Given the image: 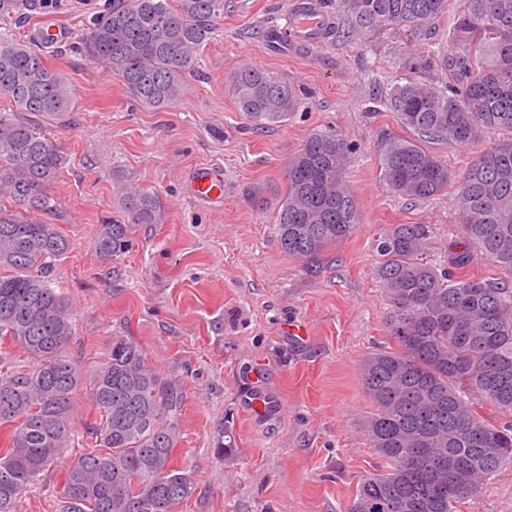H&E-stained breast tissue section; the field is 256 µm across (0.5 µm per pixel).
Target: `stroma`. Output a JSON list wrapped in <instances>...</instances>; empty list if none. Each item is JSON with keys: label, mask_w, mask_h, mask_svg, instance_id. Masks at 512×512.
<instances>
[{"label": "stroma", "mask_w": 512, "mask_h": 512, "mask_svg": "<svg viewBox=\"0 0 512 512\" xmlns=\"http://www.w3.org/2000/svg\"><path fill=\"white\" fill-rule=\"evenodd\" d=\"M291 3L224 0L197 72L160 111L138 106L119 78L78 49L84 28L112 0H40L14 26L28 43L46 21L71 33L43 50L75 100L67 120L51 127L68 155L50 188L55 222L70 240L55 280L72 313L65 352L88 375L123 336L176 385L173 465L192 477L195 492L174 512H347L362 479L383 466L362 428L373 407L361 368L383 348L391 311L373 276L372 242L387 224H428L441 257L458 236L452 194L411 203L386 189L380 154L403 129L379 97L408 77L401 56L440 40L467 0H453L441 26L410 42L389 33L341 37L348 20L338 14L322 46L269 50L263 33L283 23ZM243 64L295 89L303 106L253 129L226 82ZM316 132L357 148L346 177L360 224L310 264L284 252L274 218L288 163ZM209 165L224 171L218 206L186 190L190 173ZM126 184L157 193L164 216L142 225L125 254L104 260L92 249L93 229L121 218ZM292 323L304 338L289 334ZM257 390L272 402L263 417L247 410ZM70 418L77 438L17 512H59L66 465L96 445L99 414L88 388L74 393ZM462 512H512V463Z\"/></svg>", "instance_id": "obj_1"}]
</instances>
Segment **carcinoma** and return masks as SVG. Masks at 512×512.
Listing matches in <instances>:
<instances>
[{
  "label": "carcinoma",
  "mask_w": 512,
  "mask_h": 512,
  "mask_svg": "<svg viewBox=\"0 0 512 512\" xmlns=\"http://www.w3.org/2000/svg\"><path fill=\"white\" fill-rule=\"evenodd\" d=\"M33 0H0V22L26 14ZM452 0H336L349 38L415 33L443 19ZM224 0H112L81 34V50L123 81L143 106L176 103L200 48L215 38ZM411 77L383 105L411 137L381 154L389 191L409 202L453 191L460 232L447 260L429 258L432 227L390 224L375 239L374 275L392 306L390 347L370 355L361 380L375 406L363 428L385 471L366 477L349 512H456L512 462V287L470 272L487 260L512 274V0H469L448 39L426 57L405 60ZM444 75L433 83L429 71ZM240 111L262 129L296 111L300 100L264 71L241 66L228 77ZM0 340L22 347L34 368L0 374V512L39 482L73 439L72 395L82 383L65 354L72 335L66 297L52 287L69 240L51 217L50 186L65 156L45 121L72 109L70 83L32 44L0 31ZM27 112L32 118H23ZM491 130L508 138L456 174L425 143L466 147ZM354 147L312 133L288 163L278 211L281 248L314 259L357 229L359 207L344 172ZM124 218L96 226L104 260L128 249L142 224L159 223L162 203L144 188L123 189ZM100 413L98 447L65 471L60 512H172L195 491L172 466L180 439L181 395L117 337L90 383ZM461 463L448 470V459Z\"/></svg>",
  "instance_id": "1"
}]
</instances>
